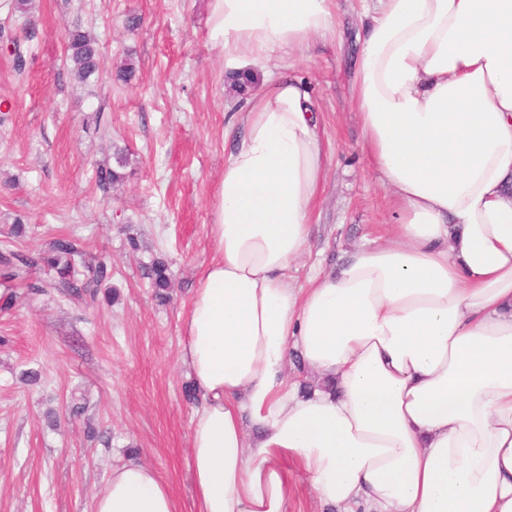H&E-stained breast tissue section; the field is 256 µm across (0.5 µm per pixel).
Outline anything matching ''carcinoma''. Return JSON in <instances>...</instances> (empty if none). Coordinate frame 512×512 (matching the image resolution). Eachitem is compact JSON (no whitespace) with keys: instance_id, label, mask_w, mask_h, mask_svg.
I'll use <instances>...</instances> for the list:
<instances>
[{"instance_id":"carcinoma-1","label":"carcinoma","mask_w":512,"mask_h":512,"mask_svg":"<svg viewBox=\"0 0 512 512\" xmlns=\"http://www.w3.org/2000/svg\"><path fill=\"white\" fill-rule=\"evenodd\" d=\"M0 41L12 44L15 66L17 70H22L25 59L21 39L0 32ZM66 52L72 64L70 74L73 80L85 83L99 73L101 54L98 42L81 26L76 25L68 32ZM121 180V173L110 166L100 167L96 171V185L105 194ZM85 255L82 242L76 238H57L45 252H19L9 248L8 242H3L0 245V286L3 287L0 302L6 306L11 304L17 283L25 282L34 275L36 281L31 288L38 292H54L64 298L95 303L101 286L112 278V268L105 261H98L90 268L93 283L88 284L77 277V266L85 260ZM150 277L154 287L162 291L168 288L171 281L168 266L162 261L153 264Z\"/></svg>"}]
</instances>
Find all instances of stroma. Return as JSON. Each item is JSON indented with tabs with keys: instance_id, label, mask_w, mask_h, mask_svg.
I'll list each match as a JSON object with an SVG mask.
<instances>
[{
	"instance_id": "35a3bbf8",
	"label": "stroma",
	"mask_w": 512,
	"mask_h": 512,
	"mask_svg": "<svg viewBox=\"0 0 512 512\" xmlns=\"http://www.w3.org/2000/svg\"><path fill=\"white\" fill-rule=\"evenodd\" d=\"M0 0V27L25 32L27 64L0 53V241L43 251L80 239L90 261L112 268L111 303L91 305L16 288L0 306V512H92L115 465L136 458L194 512L189 433L194 411L179 361L184 320L202 269L214 255L212 201L231 142L229 117L242 91L214 48L208 0H32L35 24ZM365 17L361 0H340L339 25L309 53L292 52L308 84L331 160L312 217L310 250L291 267L296 285L387 235L390 192L368 164L351 97ZM90 31L102 53L96 81L72 80L69 29ZM131 63V81L114 71ZM104 106L111 134L87 121ZM128 153L109 196L99 165ZM25 233L12 237L15 225ZM172 271L167 299L148 276ZM34 371L37 383L21 375Z\"/></svg>"
}]
</instances>
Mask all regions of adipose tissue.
Wrapping results in <instances>:
<instances>
[{
  "mask_svg": "<svg viewBox=\"0 0 512 512\" xmlns=\"http://www.w3.org/2000/svg\"><path fill=\"white\" fill-rule=\"evenodd\" d=\"M352 98L394 239L308 287L327 153L282 54L337 0H210L227 69L260 68L212 203L180 360L195 512H288L283 458L338 512H512V0H362ZM297 350L311 375L289 382ZM94 512H178L131 459Z\"/></svg>",
  "mask_w": 512,
  "mask_h": 512,
  "instance_id": "adipose-tissue-1",
  "label": "adipose tissue"
}]
</instances>
